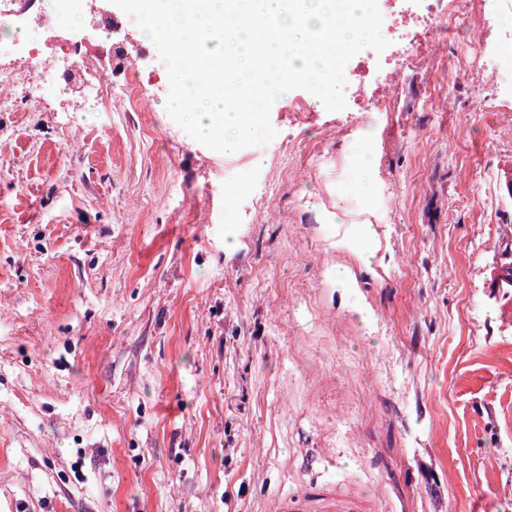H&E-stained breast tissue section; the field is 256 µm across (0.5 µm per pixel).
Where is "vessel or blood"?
<instances>
[{"label":"vessel or blood","instance_id":"1","mask_svg":"<svg viewBox=\"0 0 512 512\" xmlns=\"http://www.w3.org/2000/svg\"><path fill=\"white\" fill-rule=\"evenodd\" d=\"M365 509L361 496L333 479L321 486H303L278 497L275 503V512H365Z\"/></svg>","mask_w":512,"mask_h":512}]
</instances>
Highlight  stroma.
Segmentation results:
<instances>
[{
  "instance_id": "obj_1",
  "label": "stroma",
  "mask_w": 512,
  "mask_h": 512,
  "mask_svg": "<svg viewBox=\"0 0 512 512\" xmlns=\"http://www.w3.org/2000/svg\"><path fill=\"white\" fill-rule=\"evenodd\" d=\"M0 109V512H512V110L456 50L225 154L133 18ZM331 478L325 485L309 484L277 498L276 512H364L363 498Z\"/></svg>"
}]
</instances>
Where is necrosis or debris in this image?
<instances>
[{
  "label": "necrosis or debris",
  "mask_w": 512,
  "mask_h": 512,
  "mask_svg": "<svg viewBox=\"0 0 512 512\" xmlns=\"http://www.w3.org/2000/svg\"><path fill=\"white\" fill-rule=\"evenodd\" d=\"M70 0H55L48 15L38 16L36 25L43 34L39 44L8 43L0 48V80L11 81L18 93H27L29 75L40 71L42 80H55L60 60L83 63L86 47L78 40L53 45V36L59 35L65 25ZM389 19L384 29L385 38H400L407 45L402 63L378 71L371 58L357 56L347 67L355 78V89L348 104L349 111H372L374 102L383 93L401 81L407 66L420 57H433L439 51L441 35L458 29L466 11L473 10L484 18V32L472 37L465 45L467 59L478 62L484 84L501 90L512 89V0H495L493 9H486L484 0H421L414 12L399 9L398 0H383Z\"/></svg>",
  "instance_id": "obj_1"
}]
</instances>
